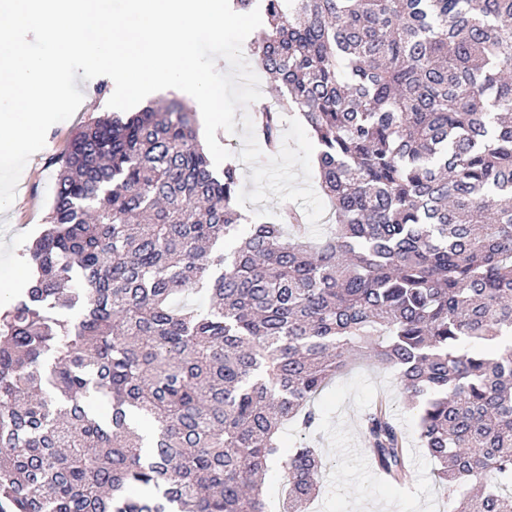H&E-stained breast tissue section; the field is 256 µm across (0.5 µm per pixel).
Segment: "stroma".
I'll return each mask as SVG.
<instances>
[{"label": "stroma", "mask_w": 512, "mask_h": 512, "mask_svg": "<svg viewBox=\"0 0 512 512\" xmlns=\"http://www.w3.org/2000/svg\"><path fill=\"white\" fill-rule=\"evenodd\" d=\"M100 78L78 81L84 94L71 118L53 125L42 150L27 162L8 211L0 213V302L10 303L29 278L22 253L44 230L51 210L58 160L72 133L107 113ZM385 399L409 450L412 481L399 487L384 482L364 449L363 418L377 399ZM315 405L320 421L307 441L322 461L324 492L308 512H443V489L435 464L417 442V421L399 392L394 372L376 363H359L336 376Z\"/></svg>", "instance_id": "obj_1"}]
</instances>
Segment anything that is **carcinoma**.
I'll return each instance as SVG.
<instances>
[{
	"instance_id": "obj_1",
	"label": "carcinoma",
	"mask_w": 512,
	"mask_h": 512,
	"mask_svg": "<svg viewBox=\"0 0 512 512\" xmlns=\"http://www.w3.org/2000/svg\"><path fill=\"white\" fill-rule=\"evenodd\" d=\"M258 4L261 139L303 119L336 224L312 243L286 203L224 248L238 168L178 99L78 128L0 308V512H268L273 467L303 512L321 460L281 426L312 432L359 361L397 373L446 512H512V0H234ZM364 441L410 483L387 405ZM261 27H262V24L259 28L254 30L248 36V38L246 39V41L244 42V45H243V52H244V56H245L246 60L248 61L249 65L251 66V68L255 71V73L260 78L261 91H262V95H263L261 99L266 101L267 103H273L274 95L276 94L275 90L271 86V83H270L269 79L267 78V75L265 74V72L253 64V62L251 61L250 55H249L250 54V49H249L250 44L256 39Z\"/></svg>"
}]
</instances>
